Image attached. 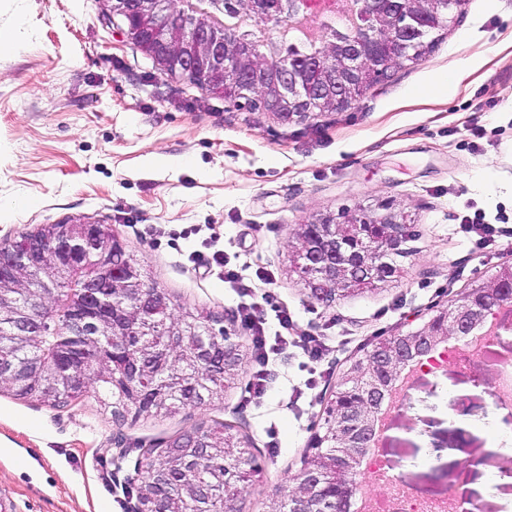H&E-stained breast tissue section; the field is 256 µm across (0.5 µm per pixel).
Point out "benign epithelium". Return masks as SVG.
<instances>
[{
    "instance_id": "7a95c632",
    "label": "benign epithelium",
    "mask_w": 512,
    "mask_h": 512,
    "mask_svg": "<svg viewBox=\"0 0 512 512\" xmlns=\"http://www.w3.org/2000/svg\"><path fill=\"white\" fill-rule=\"evenodd\" d=\"M107 13L123 23L124 35L150 58L158 73L195 76L211 92L252 111L272 114L290 122L313 114L342 111L360 100L357 80L367 74L384 79L402 60L417 61L416 54L429 31L427 20L447 23L448 11L462 14L464 0H336L353 3L355 13L342 43L327 35L315 37L317 49L296 60L279 64L272 81L258 84L270 62L263 49L270 48L271 33L291 20L310 21L319 15L312 0H288L282 15L267 9L262 0H234L231 12L259 27L264 36L247 44L231 37L214 22V14L193 6L192 0H105ZM322 78L311 89L306 77ZM395 213H363L343 217L324 215L301 225L295 270L308 281L311 298L324 306L340 293L360 283L376 284L399 277L391 255L407 250ZM22 248L0 252V320L7 318L17 336H36L49 326L50 316L18 309L21 295L56 298L50 292L71 283L69 326L57 331L60 342L76 341L84 364L97 373L102 368L99 337L110 333L114 342L139 333L149 316L165 306V299L145 278L142 266L125 240L101 225L74 222L58 234L41 238L38 232L21 235ZM115 253L124 255L119 266L110 263ZM111 278L112 288H97L98 275ZM512 265L504 266L489 282L467 289L441 306L415 332L388 338L379 350L353 364L341 377L340 391L330 409L328 433L336 441L337 460H313L296 475L289 498L305 501L320 489L328 474L335 476L334 512H350L356 487L352 476L362 455L371 448L383 417L396 402L397 380L405 370L437 351L450 336L477 332L493 338L498 328L512 329ZM223 358L212 366L215 382L232 375L240 360L239 343L226 329L210 330L191 344L196 362L210 360L216 350ZM164 357L151 353L130 359L124 369L139 407L149 409L163 400L154 387L138 389L153 368L167 369Z\"/></svg>"
}]
</instances>
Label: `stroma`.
I'll use <instances>...</instances> for the list:
<instances>
[{
    "label": "stroma",
    "mask_w": 512,
    "mask_h": 512,
    "mask_svg": "<svg viewBox=\"0 0 512 512\" xmlns=\"http://www.w3.org/2000/svg\"><path fill=\"white\" fill-rule=\"evenodd\" d=\"M106 13L105 0H0V32L17 34L0 50V245L63 220L114 225L174 315L234 331L241 363L204 406L130 410L118 423L97 385L53 408L0 382V501L8 512H135L142 449L230 423L259 466L233 507L279 512L346 366L512 262V240L476 247L456 220L469 205L512 226V0H467L425 58L357 108L288 123L159 74ZM384 207L414 233L401 277L313 302L294 270L301 224ZM218 249L248 294L225 268L197 270ZM247 304L267 336L288 337L269 354L267 395L251 404ZM307 338L321 342L320 358L304 351ZM492 350L478 377L452 363L416 374L387 413L381 457L416 497L447 496L454 471L468 512H512V481L486 489L502 454L448 416L452 399L469 419L487 415L490 384L512 368V331ZM425 449L430 464L415 467ZM467 454L489 463L462 467Z\"/></svg>",
    "instance_id": "stroma-1"
}]
</instances>
